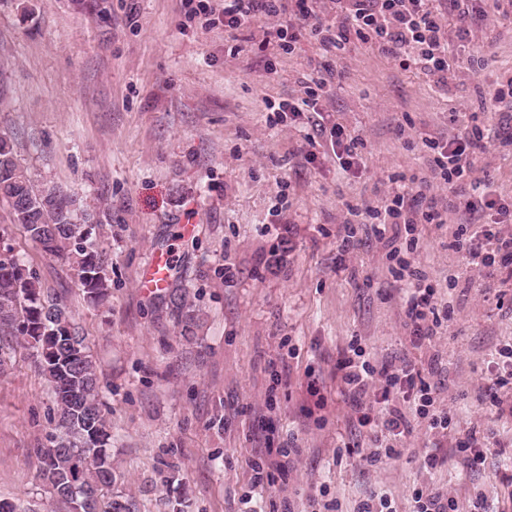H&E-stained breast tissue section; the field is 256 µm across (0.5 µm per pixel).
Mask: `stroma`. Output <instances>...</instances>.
<instances>
[{"label": "stroma", "instance_id": "stroma-1", "mask_svg": "<svg viewBox=\"0 0 512 512\" xmlns=\"http://www.w3.org/2000/svg\"><path fill=\"white\" fill-rule=\"evenodd\" d=\"M455 77L447 92L361 43L327 52L301 37L292 52L266 43L267 23L225 32L188 17L182 0H0V136L35 184L54 182L109 207L96 244L112 264V294L86 300L67 260L46 253L0 202V245L13 247L43 288L61 298L101 372L112 424V463L138 512H355L387 494L411 512L414 488L471 512H512V418L491 411L490 361L512 345V287L469 266L450 243L476 185L512 199V106L487 109L490 86L512 69V0H485L479 17L444 13ZM472 38L459 43L458 27ZM333 69L322 115L269 122L268 103L296 100ZM484 113L483 153L454 185L435 178L425 138L463 132ZM358 136V173L336 164L320 125ZM417 205L436 201L439 224L416 231L412 261L448 311L421 348L409 342L403 282L375 237L342 249L343 224L370 223L400 184ZM171 256L169 285L186 289L202 319L180 334L166 292L140 282ZM359 340L373 364L423 368L438 408L455 426L435 438L411 417L399 456L370 465L371 433L359 402L336 382V362ZM0 497L65 512L38 477L36 450L52 429L54 395L34 349L0 338ZM317 382L323 409L307 412ZM477 432L492 446L482 471L451 455ZM440 444L448 462L424 461ZM292 449L287 474L251 488L254 462Z\"/></svg>", "mask_w": 512, "mask_h": 512}]
</instances>
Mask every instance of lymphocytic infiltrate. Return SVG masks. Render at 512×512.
I'll return each mask as SVG.
<instances>
[{
	"label": "lymphocytic infiltrate",
	"instance_id": "obj_1",
	"mask_svg": "<svg viewBox=\"0 0 512 512\" xmlns=\"http://www.w3.org/2000/svg\"><path fill=\"white\" fill-rule=\"evenodd\" d=\"M434 0H336L334 21L320 18L318 0H224L221 12L224 28L235 31L241 27L277 18L294 12L308 21V28L295 24L278 29L283 50H290L301 36H309L322 47L338 48L341 43L355 40L369 45L378 53L393 57L404 68L413 67L430 77L438 90H447L453 78L448 41L440 24V11ZM432 150V169L445 184H454L470 166L474 155L485 149L484 130L477 115H470L465 130L445 141L426 139ZM412 187L405 186L375 207V222L370 230L385 237L388 228L403 227L406 237H413L417 225L439 224L441 212L433 206L415 208L410 197ZM470 212L486 217L478 227L462 225L454 239V248L462 252L469 264L479 269L499 273L503 282L512 284V234H504L502 224L512 221V205L491 196L489 189L471 197L465 203ZM401 270L407 271L405 295L407 316L411 324V341L420 344L433 336L441 322L433 303L435 290L423 285L407 259H400ZM336 378L342 392L359 394L373 392V402L359 409V426L369 428L383 440L370 449L366 459L377 463L398 455V442L409 431V420L399 409V401L412 404L416 416L426 419L431 429L448 430L451 415L437 409L431 397V386L421 369L406 362L392 372L379 373L364 357L362 348H350L336 362Z\"/></svg>",
	"mask_w": 512,
	"mask_h": 512
}]
</instances>
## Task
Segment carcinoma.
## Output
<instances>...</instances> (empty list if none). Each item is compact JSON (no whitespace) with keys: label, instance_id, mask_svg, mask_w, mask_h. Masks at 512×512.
<instances>
[{"label":"carcinoma","instance_id":"cac0c4a2","mask_svg":"<svg viewBox=\"0 0 512 512\" xmlns=\"http://www.w3.org/2000/svg\"><path fill=\"white\" fill-rule=\"evenodd\" d=\"M0 200L33 242L72 261L87 299L102 301L111 294L112 266L93 240L97 226L111 220L107 209L58 184H34L2 136ZM167 293L171 314L189 340L199 310L185 289ZM0 335L23 337L53 387L55 432L37 449L39 479L52 497L67 512H135V503L115 492L122 476L112 465V427L102 411L100 375L86 337L64 302L45 292L36 273L9 248L0 250Z\"/></svg>","mask_w":512,"mask_h":512}]
</instances>
